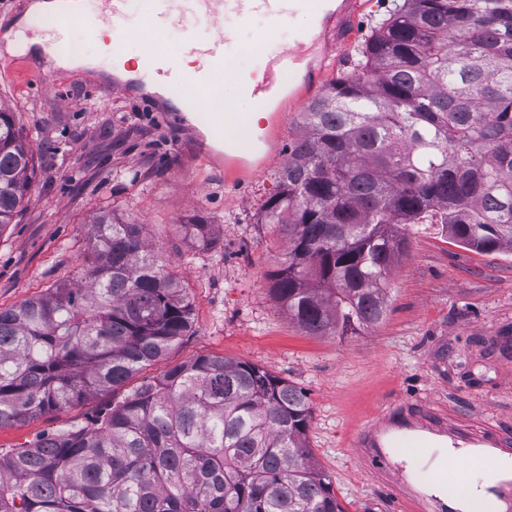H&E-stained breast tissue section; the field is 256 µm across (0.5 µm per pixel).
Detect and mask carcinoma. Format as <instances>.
<instances>
[{
    "instance_id": "1",
    "label": "carcinoma",
    "mask_w": 512,
    "mask_h": 512,
    "mask_svg": "<svg viewBox=\"0 0 512 512\" xmlns=\"http://www.w3.org/2000/svg\"><path fill=\"white\" fill-rule=\"evenodd\" d=\"M358 54L305 107L258 218L286 244L270 291L311 336L384 318L410 228L512 248V0H401ZM33 175L27 136L0 109V229ZM183 229L212 243V224ZM90 244L87 287L0 309V428L124 385L191 325L145 225L99 212ZM311 419L287 381L201 356L88 426L0 453V512H344L311 460Z\"/></svg>"
}]
</instances>
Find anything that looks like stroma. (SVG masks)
<instances>
[{"label":"stroma","mask_w":512,"mask_h":512,"mask_svg":"<svg viewBox=\"0 0 512 512\" xmlns=\"http://www.w3.org/2000/svg\"><path fill=\"white\" fill-rule=\"evenodd\" d=\"M394 0H362L354 42L328 58L329 85L356 69L357 45ZM236 68L253 71L303 29L261 14L224 16ZM263 41V52L252 49ZM83 63L57 67V82L17 75L0 43V108L14 112L35 155L34 182L11 224L0 229V308L60 285L77 286L91 253L93 216L107 211L145 225L148 238L192 301L191 325L158 361L124 386L0 429V451L67 431L164 370L202 355L246 361L303 389L312 409L307 443L345 512H409L352 455L354 434L381 411L419 405L451 419L512 435V252L483 253L438 227L411 229L409 250L391 271L387 313L352 336H309L269 290L284 249L258 223L289 144L301 134L300 108L269 110L263 139L244 151L215 141L201 112L172 124L173 100L148 92L144 77L126 97L108 89L115 59L85 39ZM101 89L89 93L90 84ZM214 224L213 244L196 248L182 226Z\"/></svg>","instance_id":"obj_1"}]
</instances>
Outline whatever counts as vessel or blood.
I'll list each match as a JSON object with an SVG mask.
<instances>
[{
	"label": "vessel or blood",
	"instance_id": "obj_1",
	"mask_svg": "<svg viewBox=\"0 0 512 512\" xmlns=\"http://www.w3.org/2000/svg\"><path fill=\"white\" fill-rule=\"evenodd\" d=\"M95 15L84 17L88 33L107 31L121 36L119 22L128 0H97ZM159 7L150 18L152 28L161 30L188 19H204L219 24L224 14L246 18L255 13L278 22L291 13L303 10L319 16L320 23L292 46L269 58L261 80L246 81L243 91L258 109H266L278 101L285 81L303 87L318 86L321 79L320 63L332 50L342 47L357 27L358 0H339L332 14H324L322 0H184L180 9H172L168 0H158ZM76 13L64 10L41 16L39 23L46 28L50 39L41 51L45 54H65L69 51L66 38L68 24ZM231 34L220 31L205 39L186 41L182 55L195 60L193 71H184L178 61L156 52L144 59L146 72L156 75L166 86H190L198 93L210 92L218 76L231 73L232 61L227 53ZM455 448L472 447L480 459L496 458L498 453L512 448V437L491 434L470 424H452L447 418L424 408L402 411L395 408L381 412L354 436L351 446L355 456L370 466L373 475L385 476V487L398 499L408 498L417 512H459L453 502L432 501L411 490L402 482L389 478L390 448ZM494 501L500 512H512V471L500 475L486 489L484 498L470 501V512H483L485 500Z\"/></svg>",
	"mask_w": 512,
	"mask_h": 512
}]
</instances>
